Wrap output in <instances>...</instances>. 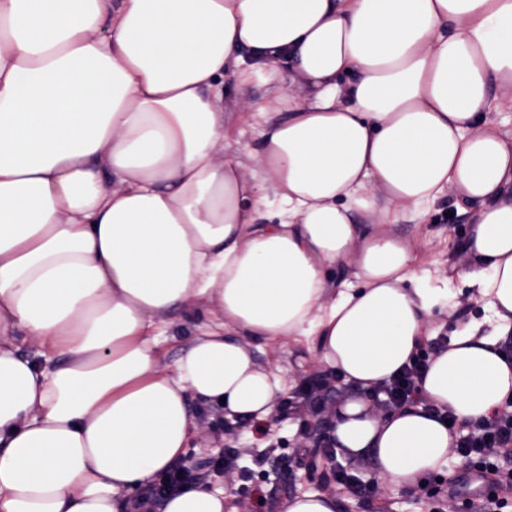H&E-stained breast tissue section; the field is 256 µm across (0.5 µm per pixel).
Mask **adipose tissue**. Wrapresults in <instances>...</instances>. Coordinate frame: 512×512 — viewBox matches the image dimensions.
Returning <instances> with one entry per match:
<instances>
[{"mask_svg": "<svg viewBox=\"0 0 512 512\" xmlns=\"http://www.w3.org/2000/svg\"><path fill=\"white\" fill-rule=\"evenodd\" d=\"M228 73L275 85L243 156ZM495 84L512 87V0H0V512H238L204 484L155 510L141 491L203 409L270 421L283 379L259 341L309 344L348 387L325 433L345 458L397 489L447 467L449 420L512 402ZM449 191L471 216L452 270L489 315L382 412L448 294L396 227ZM197 305L164 368L158 336Z\"/></svg>", "mask_w": 512, "mask_h": 512, "instance_id": "obj_1", "label": "adipose tissue"}]
</instances>
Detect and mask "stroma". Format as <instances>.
I'll return each mask as SVG.
<instances>
[{
    "mask_svg": "<svg viewBox=\"0 0 512 512\" xmlns=\"http://www.w3.org/2000/svg\"><path fill=\"white\" fill-rule=\"evenodd\" d=\"M468 215L458 213L454 195L438 200L428 214L420 220L404 221V234L418 239L428 258L439 261V276L448 274V243L461 241L468 230ZM255 357L261 366L279 370L285 385L286 397H293L299 381L318 375L319 367L305 344L285 340L258 342L254 345ZM307 418L299 413L276 415L267 432H258L249 420L240 418L229 423L223 411L211 410L205 415L204 438L188 457L201 463L225 448L238 454L240 473L234 483L216 479L217 488L225 495L245 503L249 512H268L289 497L309 490L319 489L322 474L328 468L325 461H312L308 451L318 447L325 426L307 428ZM347 470L366 482L375 483L373 493L353 498L341 494L343 504L359 503L360 512H433L440 497L449 491L465 492V478L470 471L464 458L453 455L445 472L433 475L430 484L437 490L428 495L426 490L391 489L379 482L366 466L347 463Z\"/></svg>",
    "mask_w": 512,
    "mask_h": 512,
    "instance_id": "stroma-1",
    "label": "stroma"
}]
</instances>
